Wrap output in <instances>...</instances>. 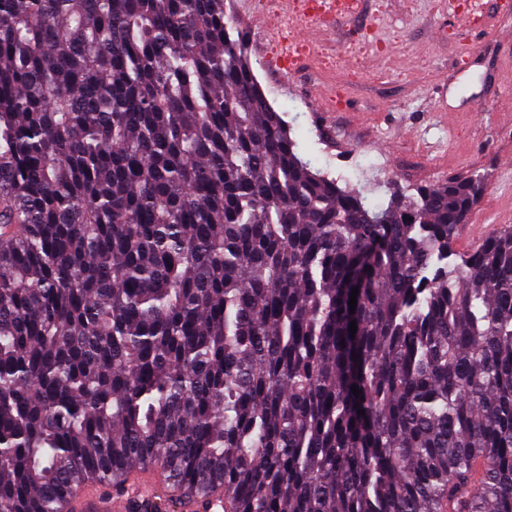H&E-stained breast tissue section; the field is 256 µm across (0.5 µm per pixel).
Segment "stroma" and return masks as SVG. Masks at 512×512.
<instances>
[{
	"mask_svg": "<svg viewBox=\"0 0 512 512\" xmlns=\"http://www.w3.org/2000/svg\"><path fill=\"white\" fill-rule=\"evenodd\" d=\"M231 15L307 158L372 199L483 175L456 250L512 229V0H358L331 29L285 15L272 33L260 0H232ZM290 42L311 52L281 76Z\"/></svg>",
	"mask_w": 512,
	"mask_h": 512,
	"instance_id": "35a3bbf8",
	"label": "stroma"
}]
</instances>
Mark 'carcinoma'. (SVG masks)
<instances>
[{
	"instance_id": "1",
	"label": "carcinoma",
	"mask_w": 512,
	"mask_h": 512,
	"mask_svg": "<svg viewBox=\"0 0 512 512\" xmlns=\"http://www.w3.org/2000/svg\"><path fill=\"white\" fill-rule=\"evenodd\" d=\"M227 9L0 0V512L130 466L232 512H512V230L454 250L483 177L340 186Z\"/></svg>"
}]
</instances>
